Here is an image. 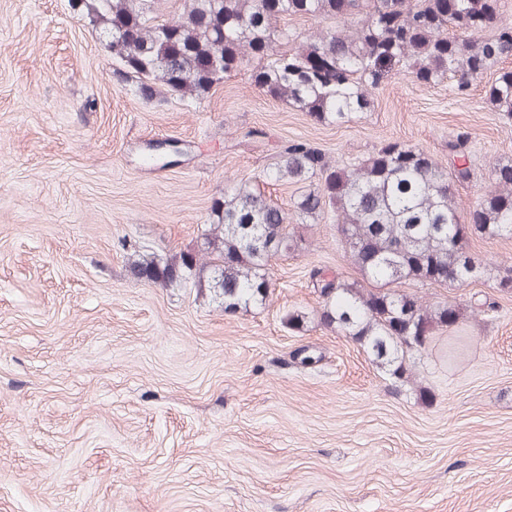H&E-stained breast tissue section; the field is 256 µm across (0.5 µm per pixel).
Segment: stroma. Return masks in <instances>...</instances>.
<instances>
[{
	"instance_id": "stroma-1",
	"label": "stroma",
	"mask_w": 512,
	"mask_h": 512,
	"mask_svg": "<svg viewBox=\"0 0 512 512\" xmlns=\"http://www.w3.org/2000/svg\"><path fill=\"white\" fill-rule=\"evenodd\" d=\"M495 76L461 101L401 75L340 126L246 68L156 106L70 0H0V512H512V293L402 284L469 310L396 386L315 321L311 270L358 276L332 213L297 226L270 302L246 313L126 261L196 249L227 180L292 140L341 164L388 140L444 163L467 135L472 207L512 159V120L485 101ZM294 310L308 327H288Z\"/></svg>"
}]
</instances>
